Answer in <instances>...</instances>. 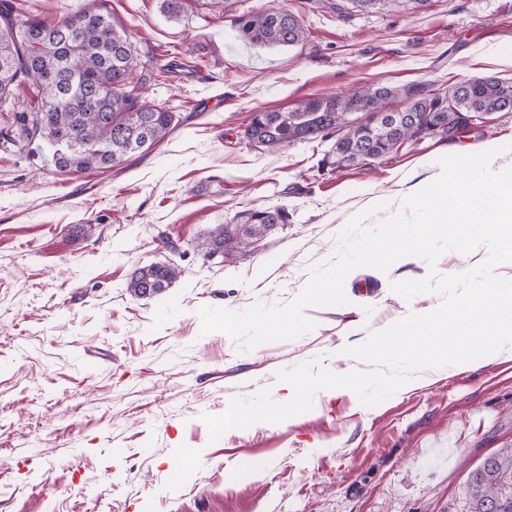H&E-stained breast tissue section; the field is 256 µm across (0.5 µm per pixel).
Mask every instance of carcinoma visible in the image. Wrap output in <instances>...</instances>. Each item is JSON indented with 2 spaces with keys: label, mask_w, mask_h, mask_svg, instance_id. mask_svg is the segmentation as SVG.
<instances>
[{
  "label": "carcinoma",
  "mask_w": 512,
  "mask_h": 512,
  "mask_svg": "<svg viewBox=\"0 0 512 512\" xmlns=\"http://www.w3.org/2000/svg\"><path fill=\"white\" fill-rule=\"evenodd\" d=\"M238 38L253 46H294L305 40L301 21L286 10L242 16ZM138 66L124 26L112 19L105 0L51 25L0 0V99L17 82L37 91L36 108L16 115L14 139L42 141L60 172L83 173L125 163L161 142L176 125L174 113L149 102L134 82ZM388 101L414 121L373 123ZM512 112V82L476 77L434 94L418 84H366L349 92L306 98L287 111L253 113L244 131L252 143L271 150L338 134L327 164L335 169L371 166L418 140L421 130L450 139L474 114ZM288 223L280 206L248 209L221 224L197 244L203 255L236 258L250 240ZM182 275L172 264L141 266L127 290L136 298L163 294ZM468 512H512V447L502 448L474 468L467 481Z\"/></svg>",
  "instance_id": "carcinoma-1"
}]
</instances>
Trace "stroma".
<instances>
[{
    "label": "stroma",
    "mask_w": 512,
    "mask_h": 512,
    "mask_svg": "<svg viewBox=\"0 0 512 512\" xmlns=\"http://www.w3.org/2000/svg\"><path fill=\"white\" fill-rule=\"evenodd\" d=\"M109 0L127 27L150 100L181 121L150 151L110 170L69 174L48 151L11 139L28 83L0 102V512H467L469 472L512 446V346L428 370L380 404L317 392L310 411L210 441L205 416L271 388L314 359L442 301L404 300L392 282L457 275L486 248L445 252L388 273L354 270L348 304L311 308L316 328L239 352L203 333L198 310L286 303L338 231L375 202L396 213L413 177L439 174L452 144L501 146L512 166V112L455 140L425 137L380 164L323 168L334 137L272 151L243 136L253 112L364 84L436 88L474 77L512 81V0H428L361 11L337 0ZM285 9L306 29L295 46L243 44L234 21ZM288 221L245 256L205 260L197 241L251 208ZM178 246L170 251L163 239ZM182 271L158 297L127 292L140 266Z\"/></svg>",
    "instance_id": "1"
}]
</instances>
